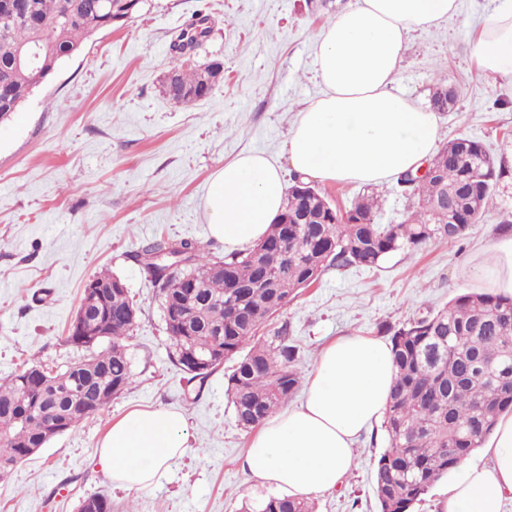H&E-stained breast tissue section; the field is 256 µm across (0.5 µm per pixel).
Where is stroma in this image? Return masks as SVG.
Instances as JSON below:
<instances>
[{
	"mask_svg": "<svg viewBox=\"0 0 512 512\" xmlns=\"http://www.w3.org/2000/svg\"><path fill=\"white\" fill-rule=\"evenodd\" d=\"M355 2L145 0L131 21L87 39L0 120V380L26 361L62 369L81 356L67 330L96 273L119 277L139 310L131 388L0 479V512H78L99 494L112 512H240L270 495L240 469L249 434L235 423L223 371L201 386L170 360L156 290L135 255L161 238H189L223 256L203 211L210 177L246 151L281 158L297 112L323 92L311 38ZM460 2L459 19L410 34L393 90L426 105L438 88L454 87L453 110L439 115L440 143L476 138L509 175L463 240L398 252L374 269H330L301 290L265 328L287 326L301 374L336 337L390 339L392 327L479 289L466 270L512 216V82L481 74L473 57L500 0ZM198 13L208 17L207 36L174 53L172 39ZM213 61L224 71L207 98L183 104L164 94L169 70ZM319 189L344 211L376 197L383 224L403 221L412 205L393 181ZM171 405L186 414L191 453L147 488H116L94 464L112 422ZM385 446L381 428L362 436L343 484L312 494L316 512H377L372 472Z\"/></svg>",
	"mask_w": 512,
	"mask_h": 512,
	"instance_id": "35a3bbf8",
	"label": "stroma"
}]
</instances>
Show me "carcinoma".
<instances>
[{"label": "carcinoma", "mask_w": 512, "mask_h": 512, "mask_svg": "<svg viewBox=\"0 0 512 512\" xmlns=\"http://www.w3.org/2000/svg\"><path fill=\"white\" fill-rule=\"evenodd\" d=\"M139 9L138 0H0V116L17 111L85 40L125 24ZM24 47L38 50L35 65L14 63ZM222 70L220 63L175 70L164 93L176 102L201 100ZM434 160L439 174L410 185L413 209L398 224L377 223L372 199L342 214L317 190L299 193L296 179L277 221L243 252L217 257L192 239H160L136 254H158L174 243L188 253L190 264L164 279L148 270L163 314H179L178 322H166L170 358L202 384L238 357L226 392L241 430L257 428L299 389L298 348L287 329L256 337L298 290L330 267L370 269L400 250L464 239L505 174L482 142L464 135ZM85 308L94 335L70 333L66 341L87 354L63 371L32 361L0 382L1 479L33 456L32 446L51 440L45 419L36 412L21 419V409L63 413L80 398L83 410L69 416V432L133 383L127 347L138 312L126 286H112L103 298L84 288L76 314ZM390 332L396 377L382 423L388 447L372 480L379 512H412L512 412V297L463 292ZM79 512H112V501L88 497ZM243 512H314V506L306 497L269 496Z\"/></svg>", "instance_id": "carcinoma-1"}]
</instances>
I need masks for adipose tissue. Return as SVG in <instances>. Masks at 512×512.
Instances as JSON below:
<instances>
[{"label":"adipose tissue","mask_w":512,"mask_h":512,"mask_svg":"<svg viewBox=\"0 0 512 512\" xmlns=\"http://www.w3.org/2000/svg\"><path fill=\"white\" fill-rule=\"evenodd\" d=\"M458 0H357L313 37L323 95L298 113L283 161L239 155L216 172L204 200L210 235L225 253L262 240L288 193L285 171L324 183L378 185L418 167L439 138L436 113L393 93L407 36L456 17ZM484 75L512 80V0L489 14L474 49ZM471 273L512 295V235L490 247ZM391 345L348 334L322 351L303 401L252 435L242 467L288 496L339 486L356 467L354 445L384 415L395 382ZM188 448L186 417L175 407L134 410L112 423L99 464L119 486H149ZM490 462L455 470L438 512H504L512 500V416L486 444Z\"/></svg>","instance_id":"ef3b65f1"}]
</instances>
